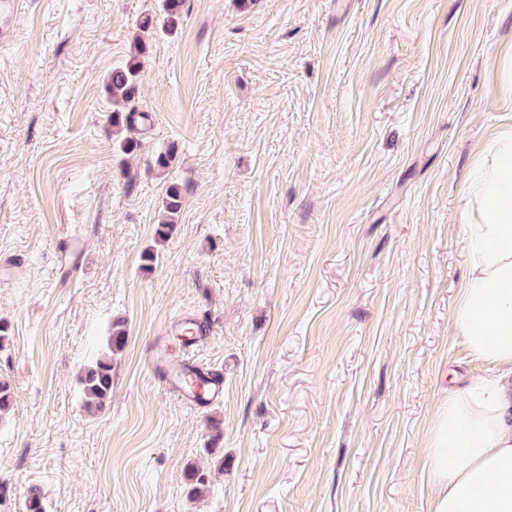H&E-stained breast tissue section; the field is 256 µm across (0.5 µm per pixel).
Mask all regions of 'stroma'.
Segmentation results:
<instances>
[{"mask_svg":"<svg viewBox=\"0 0 512 512\" xmlns=\"http://www.w3.org/2000/svg\"><path fill=\"white\" fill-rule=\"evenodd\" d=\"M162 4L0 11V512L33 487L47 512H430L432 416L497 375L450 316L465 181L512 126V0H184L174 33L141 29ZM135 54L127 156L105 83ZM160 350L223 399L172 395ZM105 353L93 415L79 378ZM164 218L155 228V237L158 242L166 241L170 238L176 223L177 216L182 207V197L177 186H169L166 197L163 200Z\"/></svg>","mask_w":512,"mask_h":512,"instance_id":"stroma-1","label":"stroma"}]
</instances>
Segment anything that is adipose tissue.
<instances>
[{
    "mask_svg": "<svg viewBox=\"0 0 512 512\" xmlns=\"http://www.w3.org/2000/svg\"><path fill=\"white\" fill-rule=\"evenodd\" d=\"M468 271L451 326L476 359L512 376V128L493 133L465 190ZM431 512H512V389L477 381L449 394L428 437Z\"/></svg>",
    "mask_w": 512,
    "mask_h": 512,
    "instance_id": "adipose-tissue-1",
    "label": "adipose tissue"
}]
</instances>
